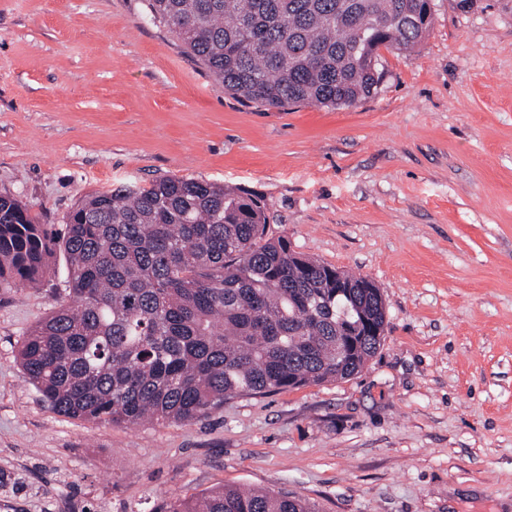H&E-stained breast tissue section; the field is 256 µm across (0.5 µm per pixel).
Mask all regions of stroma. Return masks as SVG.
<instances>
[{
    "label": "stroma",
    "mask_w": 512,
    "mask_h": 512,
    "mask_svg": "<svg viewBox=\"0 0 512 512\" xmlns=\"http://www.w3.org/2000/svg\"><path fill=\"white\" fill-rule=\"evenodd\" d=\"M146 0H0V194L61 228L85 195L183 177L264 196L269 235L371 279L385 339L342 381L137 426L54 412L24 336L63 296L0 288V499L161 512L249 486L319 512H512V0H432L356 106L225 94Z\"/></svg>",
    "instance_id": "1"
}]
</instances>
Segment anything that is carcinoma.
Segmentation results:
<instances>
[{
	"instance_id": "carcinoma-1",
	"label": "carcinoma",
	"mask_w": 512,
	"mask_h": 512,
	"mask_svg": "<svg viewBox=\"0 0 512 512\" xmlns=\"http://www.w3.org/2000/svg\"><path fill=\"white\" fill-rule=\"evenodd\" d=\"M224 91L267 108H349L381 84V49L412 53L431 0H147ZM262 196L163 177L81 198L55 234L0 194V287L38 286L68 260L64 300L19 363L56 413L138 425L205 417L235 396L357 375L384 341L375 283L267 237ZM162 512H319L232 486Z\"/></svg>"
}]
</instances>
